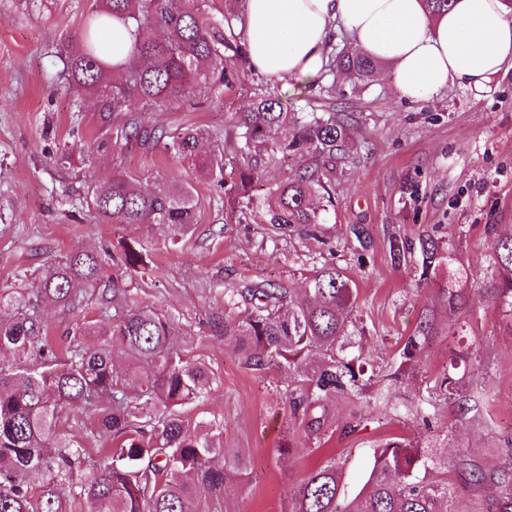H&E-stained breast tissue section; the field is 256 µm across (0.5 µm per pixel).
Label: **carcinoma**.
<instances>
[{
    "label": "carcinoma",
    "instance_id": "obj_1",
    "mask_svg": "<svg viewBox=\"0 0 512 512\" xmlns=\"http://www.w3.org/2000/svg\"><path fill=\"white\" fill-rule=\"evenodd\" d=\"M195 3L92 0L82 47L74 51L64 44L61 53L68 84L96 95L100 111L115 118L112 134L96 144V151L121 155L134 146L161 147L219 175L231 208L260 207L264 223L279 234L319 237L324 217L311 196L323 186L324 173L348 161L346 118L327 112L302 120L290 115L277 95L256 91L251 110L205 158L199 156L206 136L200 127L179 125L159 134L139 120L140 112L169 110L180 101L199 105L242 84L246 43L230 20L210 22ZM114 18L123 21L131 41L129 54L115 65L112 45L98 37ZM377 68L369 57L339 54L329 57L326 72L342 70L364 84ZM268 150L286 157L309 155L312 162L256 198L252 187L262 174L253 156ZM145 178L120 163L113 166L109 187L90 196L88 209L97 224H137L148 233L163 226L176 245L198 223L193 186L181 179L147 191ZM353 234L361 247L354 258L362 266L369 262L371 239L361 227ZM387 251L394 268L412 263L426 282L451 260L448 244L430 234L391 236ZM492 251L490 294L512 322V239L496 240ZM112 263L122 273L112 275V298L103 313L114 310L115 325L105 329L82 322L60 354L47 343L39 307L46 302L73 306L78 293L99 280V256L77 252L48 265L28 287L0 289V311H10L9 318H0V355L28 359L24 366L0 367V512H67L70 498L86 499L95 512H231L224 486L245 480L246 459L238 449L224 447V421H195L187 411L216 375L174 343L168 317L129 304L131 277L149 269L143 244L119 242ZM352 284L342 269L325 264L301 298L275 283L226 288L224 317L212 321L244 367L263 372L277 366L293 375L290 415L311 433L325 423L326 401L356 397L372 380L349 353L356 320ZM243 304L251 311L240 319L236 310ZM88 336L100 342L89 344ZM115 343L130 357L132 369L116 363ZM312 353L320 356L314 367L307 363ZM436 386L462 408L469 401L447 372ZM87 419L109 443L93 463L78 441L63 434V428ZM431 463L420 448L390 438L371 450L367 479L350 496L342 481L345 461L333 456L297 488L291 512H454L448 482L419 476ZM463 478L475 487L496 478L512 480L506 468L488 474L474 465L463 468ZM64 484L67 498L59 491Z\"/></svg>",
    "mask_w": 512,
    "mask_h": 512
}]
</instances>
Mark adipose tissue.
<instances>
[{"label":"adipose tissue","instance_id":"ef3b65f1","mask_svg":"<svg viewBox=\"0 0 512 512\" xmlns=\"http://www.w3.org/2000/svg\"><path fill=\"white\" fill-rule=\"evenodd\" d=\"M251 69L282 81L318 80L336 34L384 64L398 99L426 101L457 86L480 90L512 65V0H243Z\"/></svg>","mask_w":512,"mask_h":512}]
</instances>
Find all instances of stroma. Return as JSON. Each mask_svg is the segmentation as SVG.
Returning <instances> with one entry per match:
<instances>
[{"label": "stroma", "instance_id": "obj_1", "mask_svg": "<svg viewBox=\"0 0 512 512\" xmlns=\"http://www.w3.org/2000/svg\"><path fill=\"white\" fill-rule=\"evenodd\" d=\"M89 7V0H0V289L19 287L68 254L143 241L150 271L134 281L132 300L169 317L176 344L220 376L193 413L222 419L225 447L246 456L245 482L223 493L234 512H285L301 481L340 452L347 457L345 489L355 493L370 449L392 437L421 441L447 460L454 512H489L512 488L469 486L460 466L489 472L512 462V326L485 286L490 242L512 237V68L483 90L451 87L418 103L399 100L377 76L364 85L337 80L329 97L316 85L292 94L284 82L249 71L243 86L204 110L146 113L144 125L157 130L186 122L205 128L211 134L205 154L249 110L256 88L277 91L289 111L333 112L354 123L353 159L325 181L333 204L318 240L274 234L261 211L244 215L225 206L214 176L191 163L155 149L126 152L127 169L152 172L145 188L190 179L199 221L174 245L160 226L149 233L94 223L84 203L86 192L104 188L113 160L93 150L105 133L99 102L69 87L59 44L80 46ZM62 150L69 162L60 166L54 157ZM355 226L369 233L374 250L362 269L351 262ZM426 231L447 240L453 255L430 283L413 268H392L387 253L389 236ZM332 262L358 288L364 331L354 350L378 376L369 395L381 389L382 375L396 371L400 379L386 403L328 401L327 423L310 436L289 420L287 372L244 368L209 321L223 313L226 288L271 281L296 296ZM458 271L468 274L456 285L466 303L452 311L446 288ZM101 293L88 289L68 310L43 305L56 352L67 346L75 323L100 319ZM426 319L433 323L427 342L414 360L402 362L406 338ZM447 369L464 394H478V406L464 411L441 395L436 379Z\"/></svg>", "mask_w": 512, "mask_h": 512}]
</instances>
